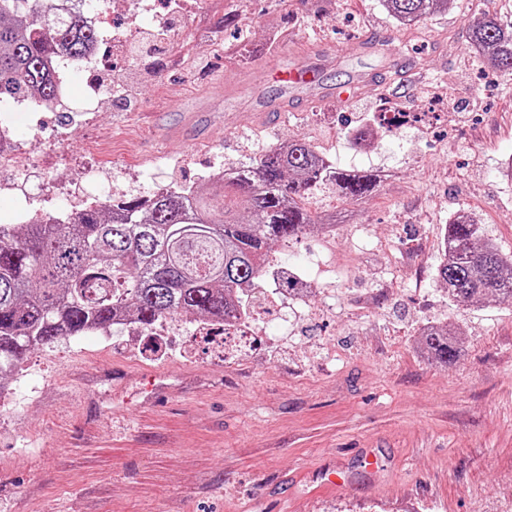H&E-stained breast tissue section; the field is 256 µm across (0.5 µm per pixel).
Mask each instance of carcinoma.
<instances>
[{
  "mask_svg": "<svg viewBox=\"0 0 512 512\" xmlns=\"http://www.w3.org/2000/svg\"><path fill=\"white\" fill-rule=\"evenodd\" d=\"M401 24H419L448 0H382ZM476 54L512 73V22L484 15L469 24ZM99 42L75 18L58 17L46 0H0V102L39 96L53 106L54 50L73 60ZM341 199L363 200L376 175L337 167L302 140L265 151L237 167L214 190L206 183L168 187L142 198L101 200L79 222L0 225V374L54 340L105 330L123 314L148 333L183 314L222 323L247 311L275 246L303 237L317 224L306 200L322 185ZM478 224L465 212L448 224V256L437 280L453 301L512 300V257L490 242L477 244ZM421 347L448 366L459 333L428 326Z\"/></svg>",
  "mask_w": 512,
  "mask_h": 512,
  "instance_id": "cac0c4a2",
  "label": "carcinoma"
}]
</instances>
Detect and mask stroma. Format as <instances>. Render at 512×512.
Here are the masks:
<instances>
[{"label": "stroma", "mask_w": 512, "mask_h": 512, "mask_svg": "<svg viewBox=\"0 0 512 512\" xmlns=\"http://www.w3.org/2000/svg\"><path fill=\"white\" fill-rule=\"evenodd\" d=\"M107 8L105 70L133 106L18 127L31 162L0 179L42 188L38 207L116 175L126 198L192 185L297 139L385 179L361 202L327 185L310 196L313 213H335L336 236L277 249L317 283L277 343L228 364L175 317L159 355L118 329L28 354L0 396V512H512V302L452 301L436 280L460 211L512 256V180L499 174L512 76L467 41L480 14L512 21V0H450L412 32L381 0H185L165 37V0L141 17L126 0ZM400 56L416 72H398ZM288 68L316 87L285 90ZM259 69L265 82L243 91ZM284 92L298 108L255 117L256 98ZM435 109L434 125L372 123ZM362 126L370 145L352 140ZM428 325L457 329L454 364L421 348ZM330 467L343 488L323 486Z\"/></svg>", "instance_id": "obj_1"}]
</instances>
